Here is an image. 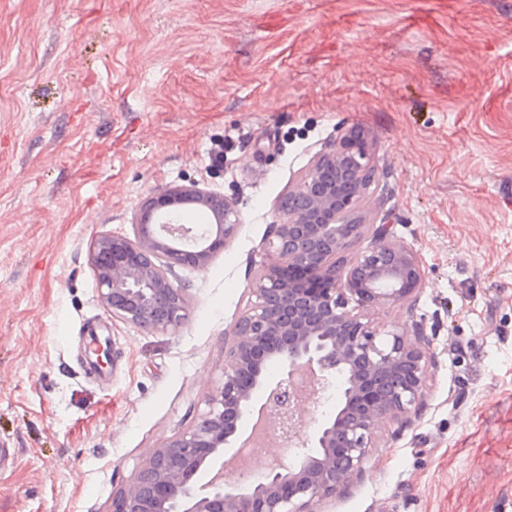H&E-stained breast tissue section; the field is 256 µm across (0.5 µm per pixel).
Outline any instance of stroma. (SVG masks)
Returning a JSON list of instances; mask_svg holds the SVG:
<instances>
[{
    "instance_id": "obj_1",
    "label": "stroma",
    "mask_w": 512,
    "mask_h": 512,
    "mask_svg": "<svg viewBox=\"0 0 512 512\" xmlns=\"http://www.w3.org/2000/svg\"><path fill=\"white\" fill-rule=\"evenodd\" d=\"M344 130L424 264L368 318L424 320L432 362L321 512H512V0H0V512H110L207 411L279 202ZM192 182L238 201L236 236L177 268L181 327L113 318L94 240Z\"/></svg>"
}]
</instances>
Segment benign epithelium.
I'll list each match as a JSON object with an SVG mask.
<instances>
[{
	"instance_id": "benign-epithelium-1",
	"label": "benign epithelium",
	"mask_w": 512,
	"mask_h": 512,
	"mask_svg": "<svg viewBox=\"0 0 512 512\" xmlns=\"http://www.w3.org/2000/svg\"><path fill=\"white\" fill-rule=\"evenodd\" d=\"M365 140L336 137L315 154L278 207L280 222L266 245L268 263L251 281L254 305L224 330L231 344L220 387L189 430L154 449L138 476L112 497V512H317L345 493L362 473L380 429L405 422L426 398L428 355L424 325L384 334L361 310L404 300L424 270L415 250L396 239L394 213L377 189ZM201 210L200 233L174 217ZM135 239L100 234L90 252L100 298L112 316L144 329H175L188 317L183 289L169 274L177 266L205 268L241 224L238 201L196 183L146 197L132 217ZM370 235L372 246L350 263L337 260ZM269 362L281 367L266 377ZM306 395L335 384L339 409L305 430L298 377ZM259 402L257 420L273 423L290 456L273 455L260 481L228 486L214 475L239 424Z\"/></svg>"
}]
</instances>
